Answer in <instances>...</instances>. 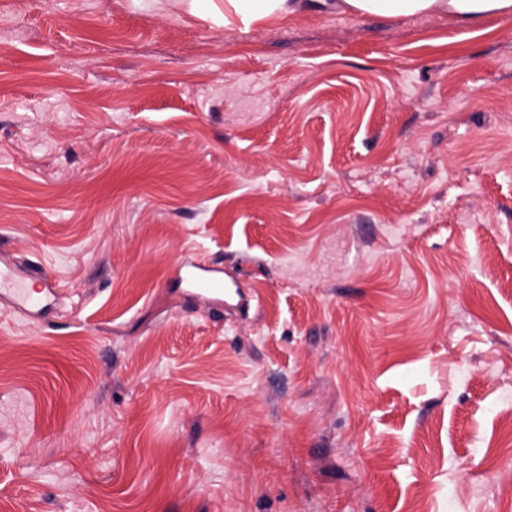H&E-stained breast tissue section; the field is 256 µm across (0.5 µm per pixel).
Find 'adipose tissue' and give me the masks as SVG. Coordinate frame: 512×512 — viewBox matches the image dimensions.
I'll return each instance as SVG.
<instances>
[{"mask_svg": "<svg viewBox=\"0 0 512 512\" xmlns=\"http://www.w3.org/2000/svg\"><path fill=\"white\" fill-rule=\"evenodd\" d=\"M339 12H349L380 20L447 14L460 25L471 26L491 17H512V0H332ZM297 8V0H190V11L200 17L223 12L225 22L248 25L265 20H283Z\"/></svg>", "mask_w": 512, "mask_h": 512, "instance_id": "ef3b65f1", "label": "adipose tissue"}]
</instances>
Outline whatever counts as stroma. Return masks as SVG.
I'll return each mask as SVG.
<instances>
[{
  "label": "stroma",
  "mask_w": 512,
  "mask_h": 512,
  "mask_svg": "<svg viewBox=\"0 0 512 512\" xmlns=\"http://www.w3.org/2000/svg\"><path fill=\"white\" fill-rule=\"evenodd\" d=\"M0 264V512H512V18L0 0ZM300 0H225L224 24L238 20L245 26L265 20H283L293 13ZM29 279L39 280L40 276H18L11 267H0V293L6 290L10 293L13 302L25 310L41 311L48 304L46 301L52 294L51 287L44 278L40 279V287L36 288Z\"/></svg>",
  "instance_id": "obj_1"
}]
</instances>
